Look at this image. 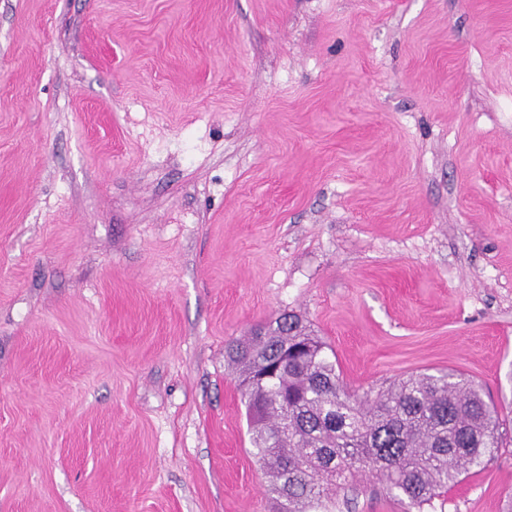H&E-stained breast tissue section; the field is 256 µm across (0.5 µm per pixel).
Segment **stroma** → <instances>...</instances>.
Masks as SVG:
<instances>
[{"label": "stroma", "instance_id": "obj_1", "mask_svg": "<svg viewBox=\"0 0 512 512\" xmlns=\"http://www.w3.org/2000/svg\"><path fill=\"white\" fill-rule=\"evenodd\" d=\"M284 312L478 383L423 512H512V0H0V512H273L225 348Z\"/></svg>", "mask_w": 512, "mask_h": 512}]
</instances>
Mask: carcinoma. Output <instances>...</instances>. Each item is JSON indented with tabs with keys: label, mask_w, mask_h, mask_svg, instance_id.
<instances>
[{
	"label": "carcinoma",
	"mask_w": 512,
	"mask_h": 512,
	"mask_svg": "<svg viewBox=\"0 0 512 512\" xmlns=\"http://www.w3.org/2000/svg\"><path fill=\"white\" fill-rule=\"evenodd\" d=\"M226 358L277 512H323L358 473L375 476L412 512L501 443L498 410L473 381L450 370L378 391L351 389L325 344L293 313L229 345Z\"/></svg>",
	"instance_id": "carcinoma-1"
}]
</instances>
